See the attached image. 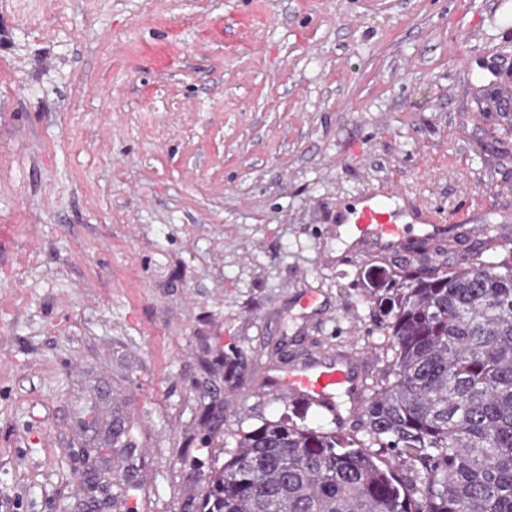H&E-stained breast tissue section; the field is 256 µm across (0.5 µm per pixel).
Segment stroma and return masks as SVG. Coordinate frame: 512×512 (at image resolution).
Instances as JSON below:
<instances>
[{
  "instance_id": "35a3bbf8",
  "label": "stroma",
  "mask_w": 512,
  "mask_h": 512,
  "mask_svg": "<svg viewBox=\"0 0 512 512\" xmlns=\"http://www.w3.org/2000/svg\"><path fill=\"white\" fill-rule=\"evenodd\" d=\"M502 58L512 0H0V512H78L114 421L112 512H198L283 414L333 428L267 380L383 365L336 211L395 186L512 215V125L474 105Z\"/></svg>"
}]
</instances>
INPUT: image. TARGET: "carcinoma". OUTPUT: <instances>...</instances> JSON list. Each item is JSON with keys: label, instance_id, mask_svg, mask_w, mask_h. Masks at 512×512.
<instances>
[{"label": "carcinoma", "instance_id": "obj_1", "mask_svg": "<svg viewBox=\"0 0 512 512\" xmlns=\"http://www.w3.org/2000/svg\"><path fill=\"white\" fill-rule=\"evenodd\" d=\"M448 268L372 266L386 360L358 437L285 414L242 435L201 512H512V246Z\"/></svg>", "mask_w": 512, "mask_h": 512}]
</instances>
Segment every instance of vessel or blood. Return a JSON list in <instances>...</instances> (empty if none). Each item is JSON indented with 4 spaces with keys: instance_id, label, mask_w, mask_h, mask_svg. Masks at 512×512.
Returning <instances> with one entry per match:
<instances>
[{
    "instance_id": "b4317fda",
    "label": "vessel or blood",
    "mask_w": 512,
    "mask_h": 512,
    "mask_svg": "<svg viewBox=\"0 0 512 512\" xmlns=\"http://www.w3.org/2000/svg\"><path fill=\"white\" fill-rule=\"evenodd\" d=\"M479 215L478 206L468 205L444 218L421 201H401L399 192L389 190L350 208L347 233L354 253L388 255L412 251L418 241L431 248L442 245L455 231L476 222ZM364 367L363 356L355 352H310L278 367L270 388L332 414L341 397L358 395Z\"/></svg>"
}]
</instances>
